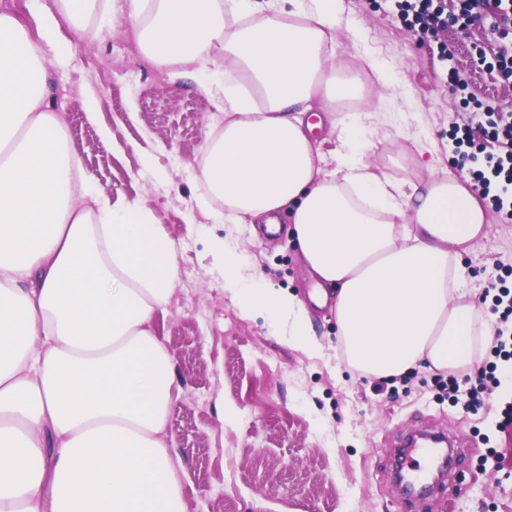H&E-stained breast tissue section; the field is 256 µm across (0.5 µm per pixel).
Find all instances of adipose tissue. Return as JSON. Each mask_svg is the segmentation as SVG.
Here are the masks:
<instances>
[{
    "mask_svg": "<svg viewBox=\"0 0 512 512\" xmlns=\"http://www.w3.org/2000/svg\"><path fill=\"white\" fill-rule=\"evenodd\" d=\"M31 40L0 15V512H184L166 433L174 359L150 324L177 280L175 250L145 201L112 202L91 185L42 88L47 56L64 63L62 23L98 0H28ZM141 53L158 65L204 63L224 110L201 177L225 224H273L334 296L349 366L393 378L472 363L477 323L461 291V254L488 233L469 181L438 175L405 193L370 161L363 113L339 118L359 79L333 63L341 0H126ZM320 99L334 170L311 134ZM224 288L264 312L289 343L318 354L306 303L242 274L217 240Z\"/></svg>",
    "mask_w": 512,
    "mask_h": 512,
    "instance_id": "1",
    "label": "adipose tissue"
}]
</instances>
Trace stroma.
Here are the masks:
<instances>
[{"mask_svg":"<svg viewBox=\"0 0 512 512\" xmlns=\"http://www.w3.org/2000/svg\"><path fill=\"white\" fill-rule=\"evenodd\" d=\"M498 19L487 9L468 29L448 34L456 55L446 62L439 39L423 45L403 27L393 0H342L336 64L384 60L396 66L410 100L394 114L381 113L388 90L366 68L359 73L362 98L339 109L368 113L370 159L403 188L427 176L414 131L436 144L439 173L461 178L469 171L452 166L448 136L453 123L468 119L463 98L512 114V78L491 66L501 44ZM61 34L69 62H47L46 95L65 117L83 172L112 201H147L176 249L177 281L153 334L173 355L182 387L167 431L185 512H512V424H502L499 404L474 412L452 405L423 369L410 383L375 392L372 377L355 372L344 356L332 305L309 307L322 345L310 357L265 315H243L233 304L212 250L224 237L242 252L247 274L305 300L315 281L288 243V215L280 216L277 234L264 235L250 224L213 223L199 206L206 187L197 159L224 114L196 76L148 61L119 12L106 19L94 11ZM453 67L468 77L465 93L448 82ZM104 127L110 139L102 138ZM487 218V236L461 258L470 302L496 264L512 265V223L492 212ZM228 409L233 419H225ZM430 426L463 435L462 473L455 490L436 487L409 510L393 479L395 444Z\"/></svg>","mask_w":512,"mask_h":512,"instance_id":"obj_1","label":"stroma"}]
</instances>
